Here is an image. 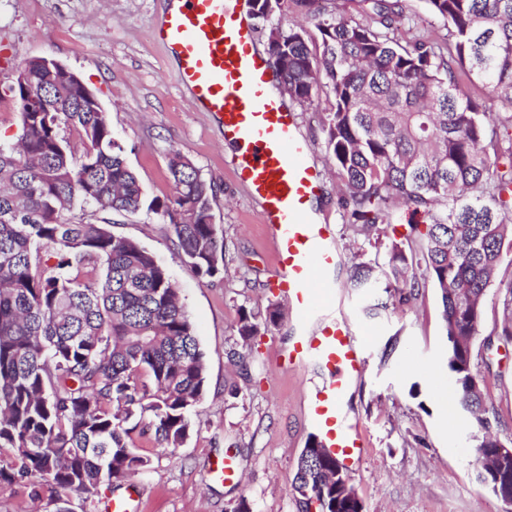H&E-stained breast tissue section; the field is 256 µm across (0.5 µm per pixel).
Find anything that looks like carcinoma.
Here are the masks:
<instances>
[{
  "label": "carcinoma",
  "instance_id": "carcinoma-1",
  "mask_svg": "<svg viewBox=\"0 0 512 512\" xmlns=\"http://www.w3.org/2000/svg\"><path fill=\"white\" fill-rule=\"evenodd\" d=\"M364 2L369 20L357 22L321 16L318 0H277L264 18L268 53L291 99L313 105L327 89L326 156L349 222L385 234L393 204L407 211L405 241L391 242L382 267L355 263V286L391 288L401 304L429 285L441 290L452 394L478 426L487 460L478 478L503 494L512 458L498 459L503 441L483 415L470 340L489 288L512 309V280L496 281L512 250V114L498 133L468 85L512 108V0H425L448 24L445 46L393 36L400 0ZM300 8L317 15L316 36L290 20ZM25 65L55 111L27 112L30 102L12 93L19 131L0 142V487L26 482L37 497L47 485L55 512H67L70 494L91 497L150 468L132 437L141 424L164 448L184 445L206 384L204 352L166 269L111 221L75 211L158 215L201 276L224 271V242L212 186L187 157L169 161L171 194L148 198L105 113L37 60ZM280 318L274 303L261 320L242 308L238 335L247 342ZM303 461L300 505L315 499L317 512H336L333 490Z\"/></svg>",
  "mask_w": 512,
  "mask_h": 512
}]
</instances>
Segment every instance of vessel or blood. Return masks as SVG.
I'll return each mask as SVG.
<instances>
[{"instance_id": "1", "label": "vessel or blood", "mask_w": 512, "mask_h": 512, "mask_svg": "<svg viewBox=\"0 0 512 512\" xmlns=\"http://www.w3.org/2000/svg\"><path fill=\"white\" fill-rule=\"evenodd\" d=\"M155 36L197 108L217 118L233 147L232 175L258 206L275 261L272 287L302 327L287 362L316 363L326 376L307 403L316 438L340 461L354 463L364 439L347 424L344 400L363 372L364 346L335 311L337 285L327 277L337 262L332 230L314 213L323 174L307 160L296 115L255 46L240 0H166Z\"/></svg>"}]
</instances>
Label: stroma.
<instances>
[{
	"mask_svg": "<svg viewBox=\"0 0 512 512\" xmlns=\"http://www.w3.org/2000/svg\"><path fill=\"white\" fill-rule=\"evenodd\" d=\"M163 0H0V139L11 140L19 114L5 90L23 61L46 57L73 70L106 112L113 138L148 197L170 195L168 161L185 155L214 190V222L224 238V271L209 278L184 263L158 216L113 215L111 231L138 241L165 266L179 290L205 354L207 381L187 443L170 450L150 437L137 438L150 469L119 491L101 489L104 508L112 496L129 499L134 512H233L247 500L252 512H298L293 491L300 452L314 429L307 397L323 379L315 364L279 361L297 334L284 315L276 327L242 342L239 308L265 315L277 296L270 287L274 259L257 206L235 183L219 123L198 112L176 69L152 38ZM401 39L448 35L444 21L424 0H402ZM311 159L327 165L323 109L292 104ZM316 209L331 225L339 254L330 278L338 285L336 309L355 336L365 339L366 367L345 401L349 420L366 447L347 472L364 512H512L478 478L473 436L477 427L459 404L444 406L439 389L451 382L440 291L420 289L404 306L369 313L383 289L352 283L356 260L384 262L386 238L355 232L341 204L336 177L327 172ZM503 306L497 290L484 301L472 341L474 370L485 394L492 428L512 440V344L500 332ZM232 456L235 478H213L210 463Z\"/></svg>",
	"mask_w": 512,
	"mask_h": 512,
	"instance_id": "stroma-1",
	"label": "stroma"
}]
</instances>
